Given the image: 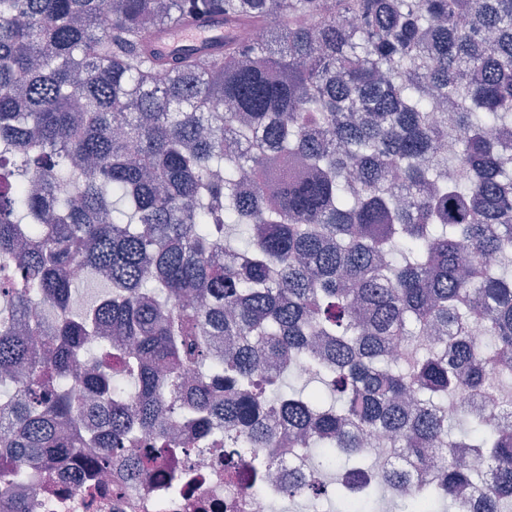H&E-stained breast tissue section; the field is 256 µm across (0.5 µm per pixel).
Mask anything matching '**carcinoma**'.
Instances as JSON below:
<instances>
[{"instance_id": "obj_1", "label": "carcinoma", "mask_w": 512, "mask_h": 512, "mask_svg": "<svg viewBox=\"0 0 512 512\" xmlns=\"http://www.w3.org/2000/svg\"><path fill=\"white\" fill-rule=\"evenodd\" d=\"M207 13L215 54L151 53ZM177 427L318 450L288 499L421 468L414 512H512V0H0V512Z\"/></svg>"}]
</instances>
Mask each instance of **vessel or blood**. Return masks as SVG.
Listing matches in <instances>:
<instances>
[{"instance_id":"1","label":"vessel or blood","mask_w":512,"mask_h":512,"mask_svg":"<svg viewBox=\"0 0 512 512\" xmlns=\"http://www.w3.org/2000/svg\"><path fill=\"white\" fill-rule=\"evenodd\" d=\"M224 39V22L220 15L205 14L179 28H162L151 38L155 53L166 56L189 46L198 49L201 57H208L219 48Z\"/></svg>"}]
</instances>
